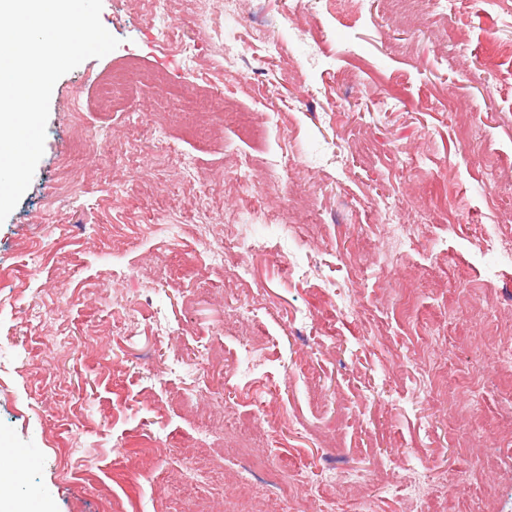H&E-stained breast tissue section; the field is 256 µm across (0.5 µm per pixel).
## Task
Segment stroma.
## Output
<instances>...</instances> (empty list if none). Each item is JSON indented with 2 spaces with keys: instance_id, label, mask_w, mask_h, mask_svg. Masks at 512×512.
<instances>
[{
  "instance_id": "stroma-1",
  "label": "stroma",
  "mask_w": 512,
  "mask_h": 512,
  "mask_svg": "<svg viewBox=\"0 0 512 512\" xmlns=\"http://www.w3.org/2000/svg\"><path fill=\"white\" fill-rule=\"evenodd\" d=\"M224 4L170 0L163 44L150 0H103L118 47L53 88L0 224V496L512 512V0L407 28L390 0ZM132 61L219 100L202 135L147 83L103 103ZM241 237L275 251L210 261Z\"/></svg>"
}]
</instances>
